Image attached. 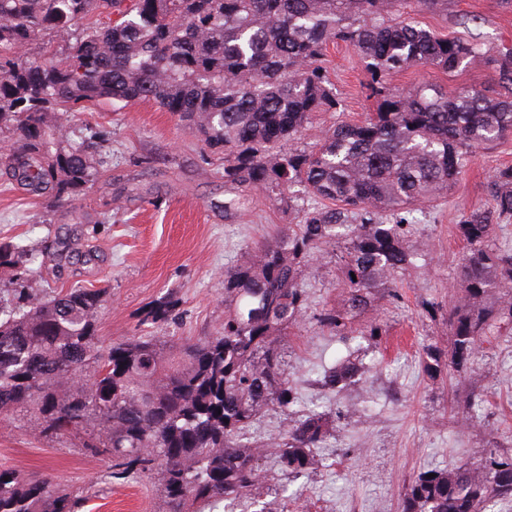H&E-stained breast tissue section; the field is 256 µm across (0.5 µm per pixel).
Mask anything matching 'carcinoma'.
<instances>
[{"mask_svg":"<svg viewBox=\"0 0 512 512\" xmlns=\"http://www.w3.org/2000/svg\"><path fill=\"white\" fill-rule=\"evenodd\" d=\"M400 0H0V133L12 135L19 183L64 203L96 180L104 146L73 141L47 121L56 109L88 102L152 101L194 123L210 147L224 149V182L280 197L290 209L305 199L303 223L252 250L224 278V327L170 345L158 336L105 343L94 288L41 297L0 288V414L35 413L42 432H86L91 447L112 456L113 474L160 475L166 512L232 509L259 501V460L287 482L319 468L315 449L352 417L335 408L299 413L297 385L279 345L308 306L305 269L317 251L339 252L340 307L317 316L322 330L377 346L374 321L360 331L352 318L397 297L398 277L417 267L409 239L414 213L448 193L473 149L512 136V51L495 58L500 92L425 84L402 91L390 75L418 66L452 73L485 53L476 42L441 38L417 23H394ZM95 21L47 63L25 49L43 33ZM355 47L370 74L377 111L324 131L313 149L298 146L312 113L336 106L318 62L327 46ZM491 206L459 225L467 243L462 296L448 310L450 361L424 346L425 370L473 364L477 344L512 322V245L496 231L512 221V168L487 186ZM70 258L35 253L24 240L0 242V267ZM91 383L72 390L76 377ZM353 360L318 380L335 393L360 383ZM485 396L472 393L457 424L477 421ZM286 416L268 441L250 430L264 409ZM84 496L47 476L0 466V512H79ZM512 503V450L489 443L476 463L422 472L408 484L401 512H497Z\"/></svg>","mask_w":512,"mask_h":512,"instance_id":"1","label":"carcinoma"}]
</instances>
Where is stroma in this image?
Returning a JSON list of instances; mask_svg holds the SVG:
<instances>
[{
	"instance_id": "obj_1",
	"label": "stroma",
	"mask_w": 512,
	"mask_h": 512,
	"mask_svg": "<svg viewBox=\"0 0 512 512\" xmlns=\"http://www.w3.org/2000/svg\"><path fill=\"white\" fill-rule=\"evenodd\" d=\"M399 13L439 36L481 42L488 59L449 75L412 68L393 75L391 86L406 91L429 82L495 93L489 59L512 49V6L503 0H448L442 11L417 13L403 5ZM321 65L338 104L313 114L301 136L308 147L336 120L357 121L376 109L354 47L329 45ZM50 121L71 137L104 140L112 161L87 194L61 204L12 179L0 152V242L22 238L41 251L70 237L78 260L28 273L23 285L31 294L101 289L106 302L99 329L105 341L152 332L180 343L215 334L224 324L226 274L249 260L254 243L302 220L267 193L225 185L223 150L208 147L192 126L154 104L60 109ZM505 167H512V137L477 148L448 195L420 215L411 234L419 266L403 276L398 298L377 310L385 334L363 358L367 371L360 385L340 398L341 405L360 409L365 396H373L371 417L340 429L319 449V470L301 498H283L284 512H400L404 489L419 472L477 461L493 435L512 445V324L502 326L499 339L480 343L474 365L462 372L433 377L422 360L426 344L451 350L446 317L459 294L467 249L459 226L467 213L489 206L486 187ZM306 286L308 308L283 344L304 406L321 410L329 401L315 384L319 365L354 353L357 342L328 337L315 324V314L340 299L333 253L314 255ZM166 296L178 301L172 318L153 324L150 312ZM470 387L484 391L485 415L463 431L454 424L452 408ZM0 466L48 474L58 486L83 492L81 512L164 509L158 476L112 479L109 456L92 453L77 437L40 436L30 413L0 415Z\"/></svg>"
}]
</instances>
